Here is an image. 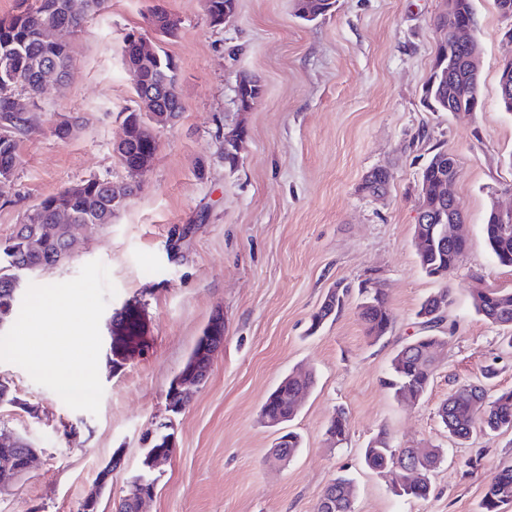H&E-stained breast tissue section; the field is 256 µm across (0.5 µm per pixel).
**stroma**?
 <instances>
[{
    "instance_id": "1",
    "label": "stroma",
    "mask_w": 512,
    "mask_h": 512,
    "mask_svg": "<svg viewBox=\"0 0 512 512\" xmlns=\"http://www.w3.org/2000/svg\"><path fill=\"white\" fill-rule=\"evenodd\" d=\"M157 5L180 21L177 36L159 44L177 64L182 116L160 130L140 190L113 222L75 226L69 257L35 279L68 281L102 262L116 288L102 338L125 306L138 312L140 334L119 365L101 349L95 415L0 362V379L39 410L33 418L0 408V423L36 448L28 473L0 490V512H77L118 450L122 464L98 505L112 512L141 465L148 429L168 417L170 381L218 311L224 346L190 404L172 416L176 451L157 470L145 512H315L341 475L356 487L354 512H478L491 476L512 465V429L458 441L436 410L488 364L497 369L490 392L512 389V348L471 299L476 288L512 289V268L496 261L483 232L491 204L512 203L504 162L512 114L499 103L512 47L495 0H473L481 71L479 104L467 116L431 111L424 99L445 0H336L312 22L296 17L294 0H237L221 29L210 27L204 0H106L73 42L68 78L30 108L34 130L0 182V239L44 196L95 176L127 181L113 146L139 101L123 38L146 29ZM245 73L260 78L265 94L244 115L235 87ZM65 115L79 128L60 140L50 128ZM240 123L247 137L231 170L221 157L224 133ZM440 149L457 161L468 249L439 282L421 269L412 241L421 173ZM375 169L391 175L378 196L362 189ZM368 278L380 281L394 313L388 336L368 342L354 295L309 333L329 289ZM443 288L453 298L447 339L427 394L412 405L384 380L395 351L423 331L421 303ZM297 370L313 371L316 383L292 423L303 444L279 463L270 457L277 434L259 412ZM340 410L349 434L337 445L326 429ZM382 431L397 448L442 450L427 499L399 494L365 465L362 451Z\"/></svg>"
}]
</instances>
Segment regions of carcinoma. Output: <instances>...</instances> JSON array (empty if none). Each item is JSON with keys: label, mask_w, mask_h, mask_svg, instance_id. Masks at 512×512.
I'll return each mask as SVG.
<instances>
[{"label": "carcinoma", "mask_w": 512, "mask_h": 512, "mask_svg": "<svg viewBox=\"0 0 512 512\" xmlns=\"http://www.w3.org/2000/svg\"><path fill=\"white\" fill-rule=\"evenodd\" d=\"M323 0H296L295 9L299 18L314 21L325 15ZM454 10L448 19L437 21L441 37L449 35L447 28L464 22L473 13L472 0H452ZM104 0H18L15 13L0 18V176H12L18 160V142L31 128L28 117L15 111L14 98L26 94L40 99L48 93L41 80L42 69L53 66L64 72L73 61L71 42L56 41L47 34V29L66 24L72 36L81 34L88 15L102 7ZM205 9L211 27H224V0H205ZM166 11L153 8L150 24L166 37L177 34V24H165ZM124 59L130 60V68L137 97L151 94L156 100V111L141 109L126 113L127 139L119 161L128 173L130 181L124 184L125 192L117 197L112 193V181L91 178L43 197L30 209L13 232L0 240V332L14 321L21 301L22 286L26 279L45 273L59 265L69 254L67 237L63 233L48 236L43 232L46 224L58 223L64 216V226L73 224H110L126 200L139 188L138 177L144 158L154 159L159 148L157 131L173 125L182 114V104L177 91V65L157 42L139 35L133 39L128 34L124 40ZM467 52L458 51L457 65L451 72L446 66L431 71L425 93L430 107L435 112L448 111V84L461 89L455 98L454 109H467L470 99L466 88L473 84V73L466 63ZM389 181L388 173L378 169L368 174L363 190L371 194ZM484 235L491 252L499 264L512 266V233H505L502 225L494 223L487 215ZM467 249V241L461 239L441 249L426 244L417 252L420 267L427 276L440 271L452 273ZM350 292V286L336 288L331 303L320 306L313 314L310 329L316 331L328 315L339 312ZM362 300L358 306V317L364 335L371 343L380 341L392 329L394 314L388 304L387 295L376 282L359 289ZM472 306L477 314L490 323L506 330L503 340L512 346V291L483 288L473 289ZM452 304L450 292L439 291L429 296L420 306L417 316L431 307H448ZM112 325L130 336L139 335L138 314L131 307L115 313ZM436 336H417L404 344L391 361V376L386 385L400 394L404 390L414 392L422 398L427 393L434 363L429 347ZM211 358L203 354L200 343H195L182 371L192 370L201 380H206ZM315 383L314 375L284 377L263 405L266 416L273 422L285 425L294 420L298 405L294 395L309 391ZM438 416L450 437L467 440L480 428L497 432L512 428V390L487 394L485 385L468 384L458 387L438 409ZM0 448L11 449L18 457L28 450V443L5 425L0 426ZM395 448L390 446L385 433H379L364 449V462L371 470L389 464H406L425 468L433 463L441 450L430 448L420 460L411 451H402V457L394 458ZM352 482L339 476L332 480L328 491L335 502L334 512H353ZM512 502V467L498 470L488 481L479 504V512H500L502 505Z\"/></svg>", "instance_id": "carcinoma-1"}]
</instances>
